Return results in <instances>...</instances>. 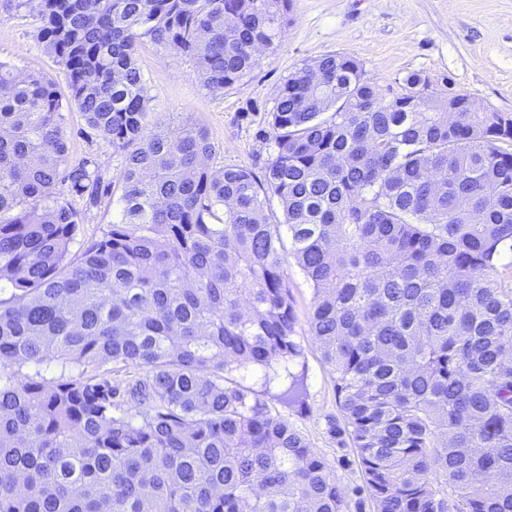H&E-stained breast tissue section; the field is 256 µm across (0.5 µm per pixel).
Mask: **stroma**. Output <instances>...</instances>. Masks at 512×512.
I'll list each match as a JSON object with an SVG mask.
<instances>
[{
  "mask_svg": "<svg viewBox=\"0 0 512 512\" xmlns=\"http://www.w3.org/2000/svg\"><path fill=\"white\" fill-rule=\"evenodd\" d=\"M290 23L275 50L261 53L244 78L214 93L206 89L193 61L173 48L144 43L139 66L153 97L160 126L182 120L203 126L214 145L211 167L234 166L263 174L272 152L267 135L277 91L304 63L344 52L359 60L385 88L410 71L430 76L436 88L451 85L478 105L512 113V0H292ZM36 8L20 12L0 0V63L21 72L40 71L57 83L66 76L38 38ZM65 128L72 160L95 158L105 182L121 170L122 158L88 128L80 112L66 109ZM283 265L295 302L303 349L304 401H280L281 382L263 383L246 373L252 387L307 439L332 466L349 512H372L355 452L330 430L341 420L335 378L309 332L313 289L291 256Z\"/></svg>",
  "mask_w": 512,
  "mask_h": 512,
  "instance_id": "stroma-1",
  "label": "stroma"
}]
</instances>
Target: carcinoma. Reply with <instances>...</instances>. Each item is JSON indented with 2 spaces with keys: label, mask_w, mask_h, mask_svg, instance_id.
Returning a JSON list of instances; mask_svg holds the SVG:
<instances>
[{
  "label": "carcinoma",
  "mask_w": 512,
  "mask_h": 512,
  "mask_svg": "<svg viewBox=\"0 0 512 512\" xmlns=\"http://www.w3.org/2000/svg\"><path fill=\"white\" fill-rule=\"evenodd\" d=\"M290 4L39 0L66 86L0 63V512H347L237 380L283 372L302 401L286 247L373 512H512V114L420 72L388 100L339 52L284 79L261 177L209 167L195 124L157 130L143 38L220 92ZM67 106L121 154L118 183L70 159ZM114 193L118 219L77 242ZM108 364L142 374L120 388Z\"/></svg>",
  "instance_id": "carcinoma-1"
}]
</instances>
